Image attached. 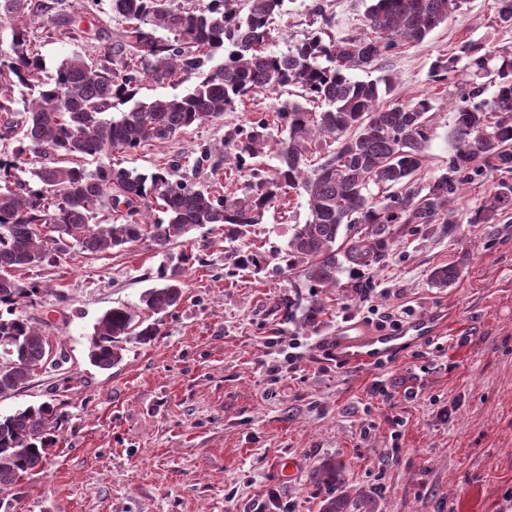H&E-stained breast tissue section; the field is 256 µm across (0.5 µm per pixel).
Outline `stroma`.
<instances>
[{
	"instance_id": "35a3bbf8",
	"label": "stroma",
	"mask_w": 512,
	"mask_h": 512,
	"mask_svg": "<svg viewBox=\"0 0 512 512\" xmlns=\"http://www.w3.org/2000/svg\"><path fill=\"white\" fill-rule=\"evenodd\" d=\"M310 3L285 0L271 51L314 32ZM323 3L335 36L364 33L370 0ZM467 43L512 46L495 0H467L423 42L381 61L394 78L386 103L432 104L424 185L448 170L449 105L472 81L464 62L443 82L433 67ZM107 48L61 35L39 52L52 75L72 54ZM283 100L275 91L253 94L220 119L115 160L145 172L175 158L201 184L224 180V165L200 162L202 147ZM496 191V175L475 177L450 199L447 223L400 226L383 260L344 265L332 288L313 289L278 266L277 253L309 214L296 191L237 242L199 229L178 244L191 259L178 269L183 300L165 313L141 302L171 264L146 240L102 254L74 250L27 271L23 281L48 290L14 314L49 322L50 346L65 360L0 398V415L48 401L64 420L43 466L1 489L0 500L12 512H318L325 490L312 471L333 460L341 486L370 493L377 512H512V207L493 223L472 221ZM243 252L258 265L237 268ZM448 265L458 280L435 287L430 272ZM121 305L159 322L161 334L148 344L128 338L122 361L102 370L88 358L93 326ZM397 306L446 328L373 367L337 361L338 326L377 333L373 311ZM288 459L290 481L280 473Z\"/></svg>"
}]
</instances>
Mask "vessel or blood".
Wrapping results in <instances>:
<instances>
[{"label":"vessel or blood","mask_w":512,"mask_h":512,"mask_svg":"<svg viewBox=\"0 0 512 512\" xmlns=\"http://www.w3.org/2000/svg\"><path fill=\"white\" fill-rule=\"evenodd\" d=\"M441 330L438 319L427 317L409 323L399 334H368L361 326L350 324L336 333V355L353 367L376 365L398 357Z\"/></svg>","instance_id":"1"}]
</instances>
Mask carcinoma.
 <instances>
[{
  "instance_id": "obj_1",
  "label": "carcinoma",
  "mask_w": 512,
  "mask_h": 512,
  "mask_svg": "<svg viewBox=\"0 0 512 512\" xmlns=\"http://www.w3.org/2000/svg\"><path fill=\"white\" fill-rule=\"evenodd\" d=\"M467 0H371L366 33L324 40L316 31L285 53L269 50L272 31L283 19L284 0H206L186 8L175 0H110L124 27L96 58L75 54L56 74L44 75L37 42L59 34L43 13L64 6L62 0H0V32L10 30L8 48L0 49V141H12V159H0V304L13 306L37 293L16 272L54 261L74 247L89 253L124 248L143 238L166 252L192 230L224 228L236 241L262 223L265 212L303 189L309 215L296 225L284 254L285 271H298L314 288L336 286L343 263L371 267L393 240L396 224L448 223V199L459 185L487 167L512 172V50L480 53L470 44L461 53L475 70L499 65L489 101L473 102L482 88L473 86L454 109V153L449 174L436 178L427 192L417 186L432 110L429 99L384 104L393 85L389 74L363 81L352 70L379 69L381 57L403 44L423 41ZM96 0H82L60 14L66 35L78 39L82 15ZM222 54V62L214 63ZM196 79L183 96L135 99L143 83H184ZM22 86L26 95L14 96ZM300 89L302 104L288 100L275 110L284 129L278 165L265 171L249 163L261 153L270 127L257 117L228 133L216 153L245 172L252 184L239 197L217 181L203 188L172 179L174 161L149 173L115 167L114 152H129L150 141H167L180 131L220 118L235 103L266 90ZM130 107L111 115L114 102ZM23 120H15L17 104ZM330 140L335 148L311 157L312 143ZM51 156L54 164L41 159ZM87 156L99 164L89 171L78 164ZM40 187L12 182L21 164ZM383 186L377 202L370 186ZM108 204L118 224H95L96 211ZM512 205V182L476 212L474 223L491 222ZM453 267H438L431 279L439 287L456 281ZM163 284L142 296L145 307L161 313L183 297L177 268L158 275ZM135 336L147 344L160 335L159 324L136 319L127 307H114L98 320L90 347L91 362L110 369L122 360L120 343ZM44 331L28 320L0 315V397L27 384L34 370L51 359ZM63 415L50 402L0 416V489L16 484L43 465L47 448L57 444ZM337 466L323 462L313 479L330 488L319 512H375L374 498L361 490L336 491Z\"/></svg>"
}]
</instances>
